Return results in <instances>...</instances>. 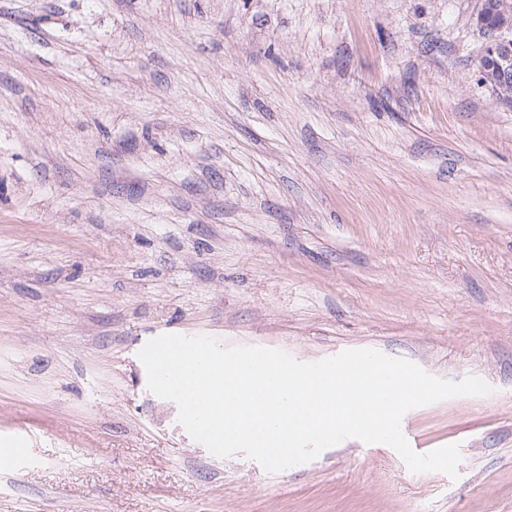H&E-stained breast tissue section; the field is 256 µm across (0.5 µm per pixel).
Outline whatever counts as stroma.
I'll list each match as a JSON object with an SVG mask.
<instances>
[{"mask_svg":"<svg viewBox=\"0 0 512 512\" xmlns=\"http://www.w3.org/2000/svg\"><path fill=\"white\" fill-rule=\"evenodd\" d=\"M482 0H0V512H512V105ZM408 359L458 479L221 458L137 353Z\"/></svg>","mask_w":512,"mask_h":512,"instance_id":"1","label":"stroma"}]
</instances>
